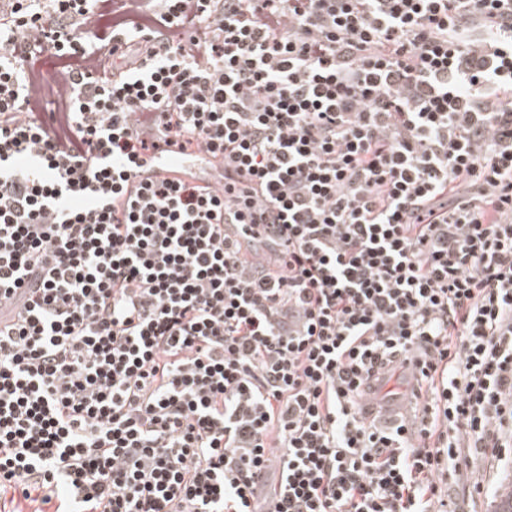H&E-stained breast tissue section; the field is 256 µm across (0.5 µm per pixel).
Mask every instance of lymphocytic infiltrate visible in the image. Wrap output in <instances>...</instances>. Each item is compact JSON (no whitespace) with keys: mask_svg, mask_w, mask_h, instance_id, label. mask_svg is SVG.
I'll use <instances>...</instances> for the list:
<instances>
[{"mask_svg":"<svg viewBox=\"0 0 512 512\" xmlns=\"http://www.w3.org/2000/svg\"><path fill=\"white\" fill-rule=\"evenodd\" d=\"M3 14L0 502L461 512L512 457V0ZM29 64L34 70L40 72L43 76L42 83L37 89V94L42 100L43 105L46 106L45 112H50L53 107L50 104V101L53 98L51 89L55 79L54 75H56L59 66L58 60L50 51H44L42 53H37L35 57L29 59ZM224 233L235 235L241 243L251 247V255L264 256L269 252L268 239L275 237L267 231L265 224H228Z\"/></svg>","mask_w":512,"mask_h":512,"instance_id":"lymphocytic-infiltrate-1","label":"lymphocytic infiltrate"}]
</instances>
